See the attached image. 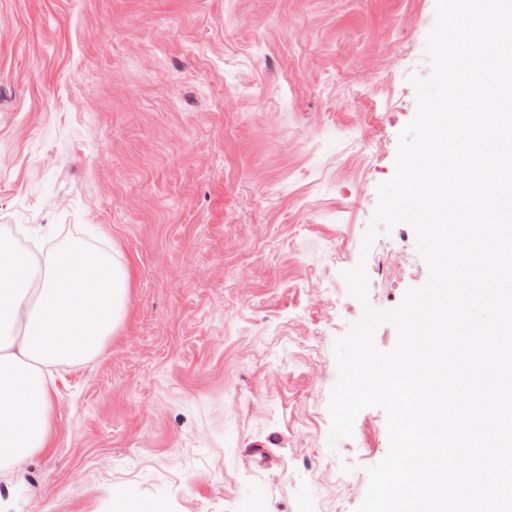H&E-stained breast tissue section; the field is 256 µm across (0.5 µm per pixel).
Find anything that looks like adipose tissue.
I'll return each mask as SVG.
<instances>
[{
    "mask_svg": "<svg viewBox=\"0 0 512 512\" xmlns=\"http://www.w3.org/2000/svg\"><path fill=\"white\" fill-rule=\"evenodd\" d=\"M129 274L81 237L44 261L0 249V468L48 451L57 366L105 349L125 314Z\"/></svg>",
    "mask_w": 512,
    "mask_h": 512,
    "instance_id": "adipose-tissue-1",
    "label": "adipose tissue"
}]
</instances>
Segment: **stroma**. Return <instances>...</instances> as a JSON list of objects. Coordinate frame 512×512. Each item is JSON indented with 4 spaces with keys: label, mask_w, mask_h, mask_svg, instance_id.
<instances>
[{
    "label": "stroma",
    "mask_w": 512,
    "mask_h": 512,
    "mask_svg": "<svg viewBox=\"0 0 512 512\" xmlns=\"http://www.w3.org/2000/svg\"><path fill=\"white\" fill-rule=\"evenodd\" d=\"M435 0H0V242L99 239L130 275L0 512H354L386 415L328 447L333 346L428 269L362 253L431 73Z\"/></svg>",
    "instance_id": "1"
}]
</instances>
